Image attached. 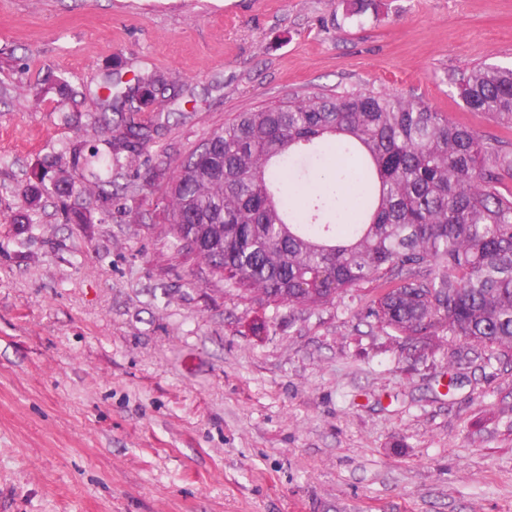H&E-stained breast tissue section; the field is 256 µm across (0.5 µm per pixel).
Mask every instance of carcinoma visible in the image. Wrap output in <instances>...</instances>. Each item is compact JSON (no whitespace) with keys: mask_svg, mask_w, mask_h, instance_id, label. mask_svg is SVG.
Returning <instances> with one entry per match:
<instances>
[{"mask_svg":"<svg viewBox=\"0 0 512 512\" xmlns=\"http://www.w3.org/2000/svg\"><path fill=\"white\" fill-rule=\"evenodd\" d=\"M472 112L512 129V68L453 79ZM107 106L145 112L161 75L107 81ZM174 171L169 221L183 247L237 288L290 309L387 285L365 317L407 343L462 338L487 365L512 354V143L422 101L360 89L239 113ZM317 169L319 194L301 169ZM62 168L26 194L69 195Z\"/></svg>","mask_w":512,"mask_h":512,"instance_id":"1","label":"carcinoma"}]
</instances>
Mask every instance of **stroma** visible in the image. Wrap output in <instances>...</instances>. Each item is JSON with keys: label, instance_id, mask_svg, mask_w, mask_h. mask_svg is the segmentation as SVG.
<instances>
[{"label": "stroma", "instance_id": "35a3bbf8", "mask_svg": "<svg viewBox=\"0 0 512 512\" xmlns=\"http://www.w3.org/2000/svg\"><path fill=\"white\" fill-rule=\"evenodd\" d=\"M512 65V0H0V512H512V361L218 280L170 231L173 171L237 113L398 93L488 135L453 80ZM163 75L134 160L25 190L84 142L100 88ZM90 212L87 224L64 211ZM55 164L43 169L38 185L31 187L26 194V199L31 207L37 206L43 194L48 196L63 197L69 195L72 190V183L65 175L66 171Z\"/></svg>", "mask_w": 512, "mask_h": 512}]
</instances>
